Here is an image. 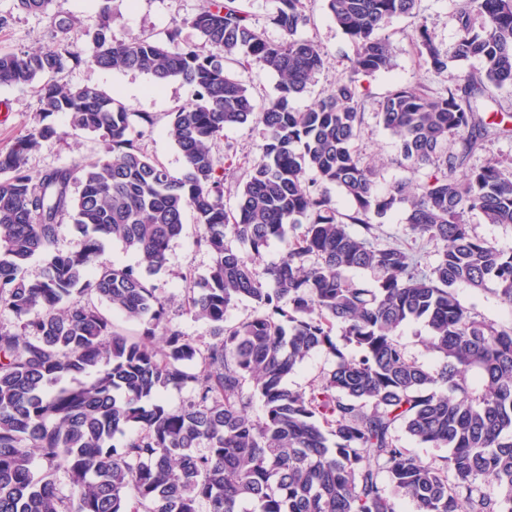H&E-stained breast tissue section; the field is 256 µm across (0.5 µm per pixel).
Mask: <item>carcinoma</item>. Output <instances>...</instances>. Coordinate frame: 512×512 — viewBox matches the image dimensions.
<instances>
[{
  "mask_svg": "<svg viewBox=\"0 0 512 512\" xmlns=\"http://www.w3.org/2000/svg\"><path fill=\"white\" fill-rule=\"evenodd\" d=\"M102 2L83 57L62 43L0 53V85L39 83L40 117L0 155V311L17 321L0 330V512H397L385 479L417 512H512V324L486 319L457 294L490 288L512 307V251L475 236L465 219L476 211L487 224H512V173L495 162L468 167L498 126L471 99L512 86V0H458L451 57L425 26L416 29L430 69L470 59L482 69L444 95L400 87L383 99L380 122L407 167L423 173L384 194L353 149L360 79L392 67L378 33L418 0H325L354 56L304 110L291 100L325 66L315 43L297 37L305 0H274L277 42L238 0H211L192 19L200 47L181 42L177 24L164 42L118 41ZM229 57L277 75L276 95L257 105L225 71ZM69 64L193 85L196 99L168 126L182 172L171 174L131 138V117L150 127L152 115L130 112L95 85L59 84ZM60 113L71 130L97 135L105 155L36 176L28 156L62 136L45 123ZM248 121L264 127V143L232 212L212 145ZM324 184L352 201L346 219ZM401 207L414 239L444 244L429 269L405 248L375 243L373 218ZM187 209L212 255L207 277L184 276L187 311L211 324L213 341L202 349L171 324L148 280ZM64 216L80 237L66 252L58 248ZM108 238L133 248L137 263L102 261ZM274 239L285 242L284 256L257 269ZM35 255L43 268L29 279ZM353 270L374 272L376 286L347 276ZM93 298L146 328L114 331ZM243 298L255 314L224 326ZM419 321L425 346L443 359L438 369L398 339L402 325ZM321 349L335 357L333 368L307 390L289 388L288 374ZM87 372L91 382L63 385ZM188 385L192 399L169 408L163 391ZM256 396L259 417L250 413ZM399 429L448 456L417 459L399 444Z\"/></svg>",
  "mask_w": 512,
  "mask_h": 512,
  "instance_id": "1",
  "label": "carcinoma"
}]
</instances>
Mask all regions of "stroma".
Returning a JSON list of instances; mask_svg holds the SVG:
<instances>
[{"label":"stroma","instance_id":"obj_1","mask_svg":"<svg viewBox=\"0 0 512 512\" xmlns=\"http://www.w3.org/2000/svg\"><path fill=\"white\" fill-rule=\"evenodd\" d=\"M209 0H110V27L115 39L137 42L145 38L164 39L172 23L181 26L183 42L197 45L201 39L192 26V18ZM456 0H419L415 14L393 17L382 31L392 48V68L386 72L363 78L362 124L354 147L365 164L375 171L376 187L386 192L394 183L412 178L413 172L401 164L398 145L391 133L377 118L380 101L396 86L414 85L437 96L448 87L460 84L464 75L478 72L479 61L454 63L447 71L438 73L426 66L419 55L413 35L419 24H426L443 51L453 52L458 37L455 18ZM99 0H52L47 11L25 12L17 7V0H0V52L26 51L51 47L65 42L71 52L83 55L88 50V30L99 21ZM309 21L299 34L313 41L323 53L326 64L315 75L306 92L292 99L295 109L306 108L324 96L336 78L350 67L353 46L329 16L323 0H309ZM65 16L77 17L80 29L61 33L56 20ZM60 83L71 87L83 84L98 85L103 91L119 98L132 112H147L155 124L147 128L134 124L132 135L140 146L166 166L172 174L183 169V158L167 135L171 112L189 103L195 89L182 80L173 79L158 87L150 75L139 71L101 70L79 66L58 74ZM39 121L37 88L33 85L0 86V153L10 149L15 140L26 134ZM63 135L30 154L28 167L39 174L66 167L74 161H95L104 155L100 138L88 133H72L64 115L53 118ZM261 124L248 122L225 129L222 140L214 149L217 167L224 175V206L235 209L238 179L247 163L257 157L263 143ZM198 227L193 212H186L182 233L171 240L163 269L151 279L158 294L171 301V318L175 326L197 345L210 342V324L187 314L180 305L185 284L182 275L192 272L196 278L207 276L212 255L196 243ZM379 244L399 243L414 245L422 267L436 264L443 249L442 243H412L404 223L402 211H395L382 219L375 230Z\"/></svg>","mask_w":512,"mask_h":512}]
</instances>
